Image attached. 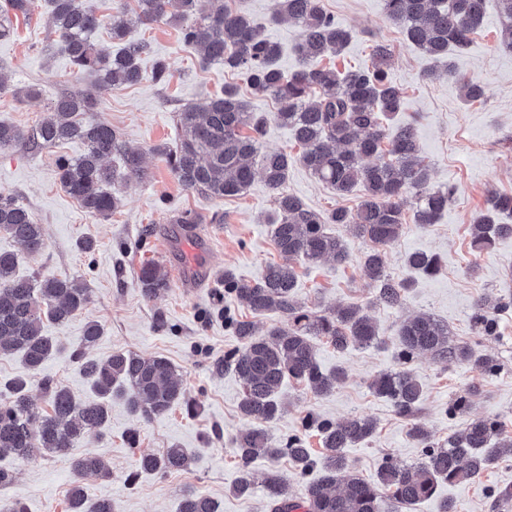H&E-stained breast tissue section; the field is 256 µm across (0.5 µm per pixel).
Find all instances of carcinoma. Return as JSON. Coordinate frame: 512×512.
<instances>
[{
	"instance_id": "carcinoma-1",
	"label": "carcinoma",
	"mask_w": 512,
	"mask_h": 512,
	"mask_svg": "<svg viewBox=\"0 0 512 512\" xmlns=\"http://www.w3.org/2000/svg\"><path fill=\"white\" fill-rule=\"evenodd\" d=\"M48 18L72 64L80 72L95 76L94 88L68 91L51 104L53 117L29 130L0 123V150L25 144L50 148L79 140L84 153L76 158L60 157L59 182L88 215L107 221L119 208L120 199L110 190L117 177L145 179L143 153L123 140L119 131L104 120L87 121L84 115L99 103V94L137 84L142 79L139 58L148 45L134 38V24L169 22L182 25V40L198 52L201 61L218 62L244 77L258 95L274 97L280 104L275 120L287 128L301 153L286 151L259 153V136L267 118L252 111L235 85L212 97L203 107L185 106L176 113L181 137L176 145L154 148L164 157L177 182L188 190L214 197L244 194L256 174H261L273 192L275 218L271 223L274 244L282 261L265 266L260 276L245 282L224 271V293L235 297L255 315L279 312L287 323L264 336L255 325L232 316L224 317L241 341V347L224 356L215 369L235 373L243 386L241 414L254 420L279 419L284 408L278 393L285 379H294L315 394L326 396L343 379L338 368L327 372L318 359L314 339L322 337L336 350L353 346L382 347L378 323L371 305H338L316 314L299 302L297 275L290 262L302 258L309 263L331 260L338 265L351 262L344 243L325 232L327 224H345L357 236L379 246L393 244L404 224L400 199L415 194L414 223L434 224L448 210L455 189L428 188L429 169L412 125L387 133L385 121L400 111L403 92L387 80L392 51L384 43L373 46L370 65L343 73L318 62L338 56L351 41V30L328 14L322 0H272V15L300 29L298 52L302 66L285 74L278 65L277 42L262 34L241 12L224 0H119L120 8L106 18L97 13L92 0H47ZM504 18L498 46L512 52V0H498ZM485 0H384L387 17L401 26L409 44L425 55L441 60L468 47L471 35L483 26ZM176 4V12L169 6ZM37 0H3L0 3V40L14 32L13 20L27 17ZM97 28L110 38L122 40V52L109 50L88 40ZM448 78L460 83L462 100L484 98L485 86L462 78L448 64ZM119 156L123 171L116 174L108 160ZM259 159L255 169L253 159ZM299 163L336 195L361 192L354 209L338 207L327 215L308 209L285 190L288 170ZM512 217V194L494 193L487 208L470 224L474 246L487 249L498 237L512 236V224L499 217ZM0 233L19 243L27 255L43 253L47 239L27 207L11 194L0 193ZM20 258L0 251V353L22 354L29 374L8 385L0 399V455L30 460L46 453H70L77 440L97 434L109 418L112 394L124 398L130 413L144 418L161 416L186 399V390L175 368L165 358L143 357L117 351L108 359L85 360L80 371L90 383L91 395L82 400L42 376L47 360L59 349V342L44 333V321L57 324L81 311L89 289L75 278L43 276L18 278L13 275ZM407 264L432 274L438 259L425 252L406 255ZM368 278L375 284L376 302L387 307L402 304L408 283L391 279L385 271L381 252L373 249L362 257ZM137 280L145 297L157 296L169 287L167 275L155 263L143 264ZM512 303L502 296L481 298L472 316L480 336L497 334L496 311ZM400 359L408 363L416 354L430 353L439 362L466 364L493 374L498 364L477 353L467 343L450 340L448 326L433 316L419 314L406 319L398 329ZM40 382L49 410L39 411L29 398V389ZM373 393L390 401L396 411L411 417L422 402V385L402 367L382 370L370 382ZM305 426L316 430L325 449L324 474L307 484L302 497L310 512H382L385 499L412 508L429 499L441 481L476 480L492 465L512 458V435L497 420L478 418L448 434L435 445L429 431L412 428V437L425 448L423 462L399 467L386 463L376 479L367 481L350 471L346 450L367 441L376 431L368 417L343 421L309 417ZM242 463V475L234 492L245 495L254 481L249 464L257 458L277 460L285 455L296 468L305 471L313 463L311 449L300 436L275 443L261 430L234 441ZM187 449L174 445L162 453L142 454L134 460L132 476L141 473L172 472L187 467ZM75 480L69 490L68 512H114L112 500L88 502L89 479H106L110 469L97 454L84 450L73 455ZM268 496L275 504L288 502V490L281 477L271 472L265 479ZM178 512H217L213 500L195 490L186 492Z\"/></svg>"
}]
</instances>
